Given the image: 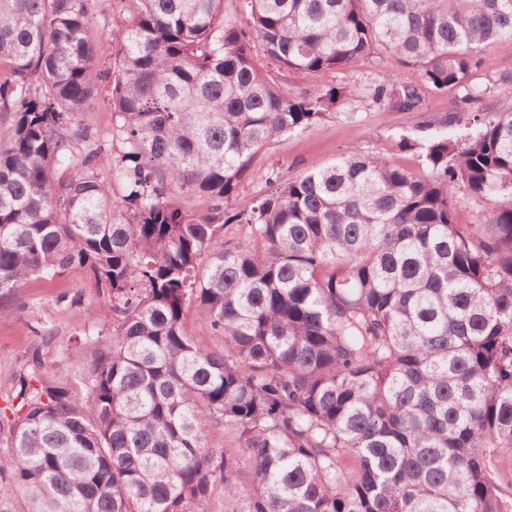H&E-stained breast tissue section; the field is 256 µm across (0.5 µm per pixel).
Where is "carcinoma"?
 <instances>
[{"label": "carcinoma", "mask_w": 512, "mask_h": 512, "mask_svg": "<svg viewBox=\"0 0 512 512\" xmlns=\"http://www.w3.org/2000/svg\"><path fill=\"white\" fill-rule=\"evenodd\" d=\"M92 2L0 0V306L73 265L109 296L82 313L86 366L43 336L3 396L0 512H203L220 485L237 512H512V112L425 110L473 100L512 0H241L236 20L112 0L107 153ZM257 46L315 78L418 67L371 100L420 118L392 139L420 169L357 149L286 181L256 167L357 94L285 92ZM248 177L269 191L230 210ZM192 306L212 343L184 332ZM101 95L96 101L95 112L88 116L89 123L93 125L96 136L103 140H111L112 133V109L109 104V81L102 77L100 81Z\"/></svg>", "instance_id": "cac0c4a2"}]
</instances>
